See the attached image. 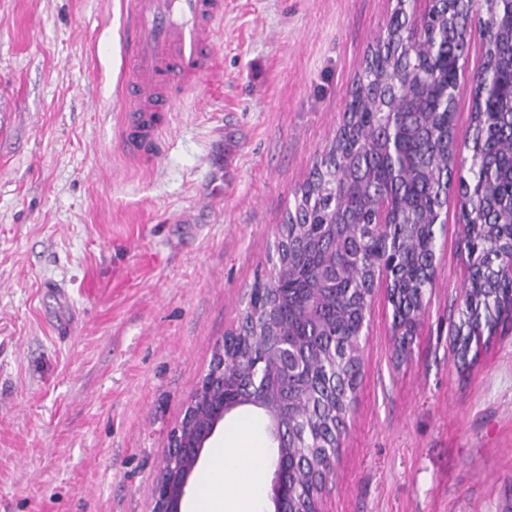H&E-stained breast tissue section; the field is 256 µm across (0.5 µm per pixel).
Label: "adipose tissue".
Instances as JSON below:
<instances>
[{"mask_svg": "<svg viewBox=\"0 0 512 512\" xmlns=\"http://www.w3.org/2000/svg\"><path fill=\"white\" fill-rule=\"evenodd\" d=\"M264 471V449L253 433L241 434L228 454L209 461L205 491L190 512H261Z\"/></svg>", "mask_w": 512, "mask_h": 512, "instance_id": "ef3b65f1", "label": "adipose tissue"}]
</instances>
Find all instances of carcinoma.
Returning a JSON list of instances; mask_svg holds the SVG:
<instances>
[{"instance_id": "carcinoma-1", "label": "carcinoma", "mask_w": 512, "mask_h": 512, "mask_svg": "<svg viewBox=\"0 0 512 512\" xmlns=\"http://www.w3.org/2000/svg\"><path fill=\"white\" fill-rule=\"evenodd\" d=\"M444 5L433 6L416 23L402 17L389 45L377 48L366 65L344 113L343 129L301 188L295 204L296 220L286 222L288 262L275 275L258 280L253 288L251 315L245 334L224 345V358L234 378H246L265 358L266 307L279 313V331L308 338L305 380L294 397L298 422L307 426L301 447L276 451L269 461L300 475L292 487L287 512L307 507L311 470L324 465L322 443L333 439L345 405L341 394L325 393L324 378L336 377V387L354 374L361 314L367 306L366 276L383 243L403 254L397 288L405 313L421 309L431 281L419 274L436 249L435 225L429 223L454 181L470 195L474 223L467 225L472 266L484 268V278L464 295L462 322L472 326V307L484 312L483 325L499 314L502 289L499 274L512 264V73L500 66L498 50L490 49V66L475 82V96L485 85L498 89L497 117L485 121L480 104L473 111L469 176L448 170L442 147L448 131V99L442 96L449 81L453 51L463 47L466 23L446 17ZM390 194L397 203V223L378 240L373 231L376 196Z\"/></svg>"}]
</instances>
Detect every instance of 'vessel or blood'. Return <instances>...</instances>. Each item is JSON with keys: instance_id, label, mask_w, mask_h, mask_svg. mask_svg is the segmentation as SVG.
I'll return each instance as SVG.
<instances>
[{"instance_id": "vessel-or-blood-1", "label": "vessel or blood", "mask_w": 512, "mask_h": 512, "mask_svg": "<svg viewBox=\"0 0 512 512\" xmlns=\"http://www.w3.org/2000/svg\"><path fill=\"white\" fill-rule=\"evenodd\" d=\"M223 14L224 0H123L128 65L119 139L125 155L160 157L166 115L208 73Z\"/></svg>"}]
</instances>
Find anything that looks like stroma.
<instances>
[{
  "mask_svg": "<svg viewBox=\"0 0 512 512\" xmlns=\"http://www.w3.org/2000/svg\"><path fill=\"white\" fill-rule=\"evenodd\" d=\"M396 0H224L165 151L118 139L121 0H0V512H152L169 440ZM454 132L472 135L480 24ZM408 348L377 292L322 512H512V322L454 360L456 197ZM232 410L198 474L257 421Z\"/></svg>",
  "mask_w": 512,
  "mask_h": 512,
  "instance_id": "35a3bbf8",
  "label": "stroma"
}]
</instances>
